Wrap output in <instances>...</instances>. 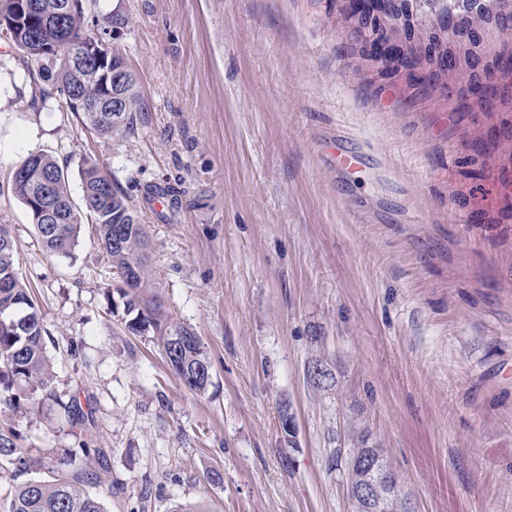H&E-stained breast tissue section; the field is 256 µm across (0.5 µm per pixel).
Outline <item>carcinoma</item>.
I'll list each match as a JSON object with an SVG mask.
<instances>
[{"mask_svg": "<svg viewBox=\"0 0 512 512\" xmlns=\"http://www.w3.org/2000/svg\"><path fill=\"white\" fill-rule=\"evenodd\" d=\"M16 0H0V38L12 44L24 58L37 64L29 70L33 81H51V89H41L42 95L55 99L61 112H81L85 127L100 136H110L132 124L138 99L134 92L135 78L128 71L122 55L84 29L83 0L62 14L52 11L57 0H29L26 18L3 25L1 20L14 13ZM495 22L493 0H486L484 10L476 14H459L455 29L463 38L483 24ZM93 40L101 45L103 60L109 69L128 72L126 81L106 84L97 78L98 63L68 64L65 53L71 44ZM125 99V111H107L112 97ZM78 97L102 100L105 106L86 110L74 106ZM22 183L12 184V190L27 208L43 248L52 254L68 255L84 222L89 221L112 259L117 274L133 273L134 281L126 282L122 292L125 321L141 318L142 331L152 334L161 348L167 365L180 379L185 389L202 395L212 385V363L204 344L195 332L175 319L155 298L141 293L148 276L145 264L147 235L127 199L119 193L99 166L88 160L79 165L82 184V204L75 205L69 192V175L53 156L37 152L21 163ZM52 182L50 213L35 215L36 193L43 179ZM0 403L16 409L20 396L17 387L28 398L47 391L53 372L46 355L42 315L29 292L22 286L15 261V243L11 229L0 224ZM18 471H27L34 461L27 449L18 443L10 428L0 426V462ZM8 503L7 512H105L104 499L80 487L78 478L64 471L52 470L45 478L32 479L0 490ZM380 512H406V500L400 496L397 481L380 493Z\"/></svg>", "mask_w": 512, "mask_h": 512, "instance_id": "1", "label": "carcinoma"}]
</instances>
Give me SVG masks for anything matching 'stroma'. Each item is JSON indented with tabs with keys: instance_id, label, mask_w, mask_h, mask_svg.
<instances>
[{
	"instance_id": "1",
	"label": "stroma",
	"mask_w": 512,
	"mask_h": 512,
	"mask_svg": "<svg viewBox=\"0 0 512 512\" xmlns=\"http://www.w3.org/2000/svg\"><path fill=\"white\" fill-rule=\"evenodd\" d=\"M84 6L136 77L125 134L41 100L0 41V224L54 371L0 407L39 461L0 465V485L68 461L107 512H355L350 451L377 448L414 512H512V139L489 142L512 97L479 105L465 87L512 39L484 26L470 63L422 83L363 58L345 0ZM36 152L67 169L73 199L88 160L133 206L147 295L209 352L205 395L108 314L121 281L91 225L70 254L43 251L8 181ZM167 187L179 203L154 207ZM315 359L332 386L308 381Z\"/></svg>"
}]
</instances>
